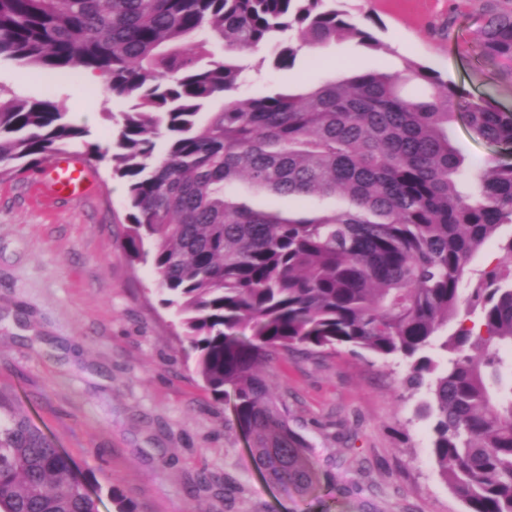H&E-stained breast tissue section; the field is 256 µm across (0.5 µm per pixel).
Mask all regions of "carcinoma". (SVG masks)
<instances>
[{
  "instance_id": "1",
  "label": "carcinoma",
  "mask_w": 512,
  "mask_h": 512,
  "mask_svg": "<svg viewBox=\"0 0 512 512\" xmlns=\"http://www.w3.org/2000/svg\"><path fill=\"white\" fill-rule=\"evenodd\" d=\"M337 0H0V61L97 74L131 102L112 140L89 141L48 96L0 98V179L84 149L127 183L126 251L151 261L196 370L267 477L314 485L308 446L259 367L277 350L358 348L410 362L426 388L435 461L465 512H512V238L493 266L471 267L512 224V164L472 172L448 139L461 119L512 147V112L438 70L326 79L305 93L241 99L243 55L273 45L272 65L332 42L388 49ZM479 55L512 62V9L491 11ZM408 82L422 88L402 94ZM309 201L308 213L256 209L235 185ZM473 181V191L459 184ZM344 197L349 206L321 202ZM479 330L441 333L460 309ZM250 334H245V330ZM439 347L444 366L426 355ZM69 457L0 397V512H99Z\"/></svg>"
}]
</instances>
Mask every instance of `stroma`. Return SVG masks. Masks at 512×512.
I'll list each match as a JSON object with an SVG mask.
<instances>
[{
	"label": "stroma",
	"mask_w": 512,
	"mask_h": 512,
	"mask_svg": "<svg viewBox=\"0 0 512 512\" xmlns=\"http://www.w3.org/2000/svg\"><path fill=\"white\" fill-rule=\"evenodd\" d=\"M493 6L512 0H344L387 51L346 40L287 70L271 66L269 50L252 52L240 96L298 93L415 60L512 111V62L475 50ZM18 69L0 64L6 95H52L93 141L107 142V113L127 109L86 76L34 67L22 81ZM448 138L468 166L512 162L463 121ZM91 170L82 197L48 194L40 166L0 180V394L66 451L76 477L113 484L135 512H464L439 475L432 423L417 415L427 392L405 391L406 362L361 349L282 351L264 366L316 478L304 496L267 481L230 403L214 404L195 373L152 266L127 255L125 181L105 164Z\"/></svg>",
	"instance_id": "stroma-1"
}]
</instances>
